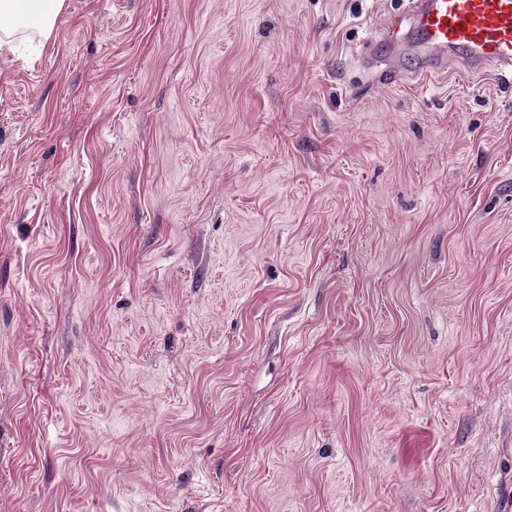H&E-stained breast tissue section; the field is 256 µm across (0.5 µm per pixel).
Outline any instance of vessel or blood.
I'll use <instances>...</instances> for the list:
<instances>
[{
	"label": "vessel or blood",
	"instance_id": "obj_1",
	"mask_svg": "<svg viewBox=\"0 0 512 512\" xmlns=\"http://www.w3.org/2000/svg\"><path fill=\"white\" fill-rule=\"evenodd\" d=\"M377 30L371 54L387 74L426 81L458 72L512 75V0H406Z\"/></svg>",
	"mask_w": 512,
	"mask_h": 512
}]
</instances>
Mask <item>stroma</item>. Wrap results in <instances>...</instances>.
I'll list each match as a JSON object with an SVG mask.
<instances>
[{"label":"stroma","mask_w":512,"mask_h":512,"mask_svg":"<svg viewBox=\"0 0 512 512\" xmlns=\"http://www.w3.org/2000/svg\"><path fill=\"white\" fill-rule=\"evenodd\" d=\"M401 8L0 46V512H512V80L377 78Z\"/></svg>","instance_id":"obj_1"}]
</instances>
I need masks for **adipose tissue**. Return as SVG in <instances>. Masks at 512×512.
I'll list each match as a JSON object with an SVG mask.
<instances>
[{"label": "adipose tissue", "instance_id": "ef3b65f1", "mask_svg": "<svg viewBox=\"0 0 512 512\" xmlns=\"http://www.w3.org/2000/svg\"><path fill=\"white\" fill-rule=\"evenodd\" d=\"M65 0H0V42L9 43L24 29L50 36Z\"/></svg>", "mask_w": 512, "mask_h": 512}]
</instances>
